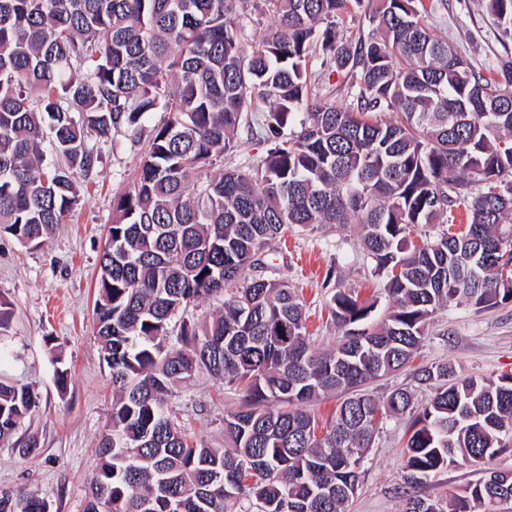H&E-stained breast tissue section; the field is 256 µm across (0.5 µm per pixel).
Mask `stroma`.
<instances>
[{
    "mask_svg": "<svg viewBox=\"0 0 512 512\" xmlns=\"http://www.w3.org/2000/svg\"><path fill=\"white\" fill-rule=\"evenodd\" d=\"M433 2L430 28L476 69L491 71L500 60H512V32H504L486 0ZM310 67L315 92L336 107L353 106L355 91L346 71L326 66L319 54L312 57ZM162 118L159 112L151 117L140 141L119 134L113 143L102 144V162L84 183L80 209L40 247H26L10 235H0V298L12 311L7 329L0 332V347L6 350L0 357V377L30 387L40 397L38 409L12 437L0 441V489L35 493L51 512H84L99 440L112 410L111 375L97 341L94 315L112 199L136 173L151 127ZM237 141L238 148L210 167V174L256 162L268 148L255 124L241 125ZM270 248L276 258L263 274L288 281L298 292L315 347L332 345L337 335L328 312L329 275L339 276L344 286L357 289L361 298L376 301L379 307L389 303L384 279L375 275L357 235L342 238L328 226H296ZM60 362L71 372L64 392L55 382ZM442 363L460 376L512 375V302L484 310L448 302L431 318L412 368L370 381L364 389L382 398L394 388H410L419 408L429 401L432 390L417 383L415 369ZM170 404L196 439L220 448L224 414L237 406L238 395L222 379L203 371L177 384ZM407 424L404 416L384 418L362 462L359 489L348 512H402ZM31 436L39 442L38 454L20 455L19 447ZM485 475L484 466L452 464L435 474L422 492L458 496Z\"/></svg>",
    "mask_w": 512,
    "mask_h": 512,
    "instance_id": "stroma-1",
    "label": "stroma"
}]
</instances>
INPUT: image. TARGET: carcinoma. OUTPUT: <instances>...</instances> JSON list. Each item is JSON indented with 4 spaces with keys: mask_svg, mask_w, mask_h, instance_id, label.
Returning a JSON list of instances; mask_svg holds the SVG:
<instances>
[{
    "mask_svg": "<svg viewBox=\"0 0 512 512\" xmlns=\"http://www.w3.org/2000/svg\"><path fill=\"white\" fill-rule=\"evenodd\" d=\"M350 1L266 0L273 25L246 47V0H0L1 233L41 246L101 163L88 137L135 140L167 114L112 201L94 314L115 397L84 512H250L245 501L348 512L376 426L407 412L411 394L346 397L322 428L306 405L405 368L449 301H512V250L499 249L512 232V60L485 77L430 31L423 0H375L376 32L351 47L332 22ZM488 6L512 27V0ZM318 49L353 77V108L313 92ZM256 98L272 101L256 118L266 155L209 175ZM299 109L306 120L288 134ZM462 209L469 224L453 233ZM313 224L359 236L391 303L379 314L337 284L327 350L312 345L287 282L245 278L272 241ZM435 224L445 228L413 242ZM481 259L494 272L479 279ZM203 299L224 309L173 323ZM201 371L240 396L222 448L188 435L169 406L173 384ZM415 379L433 396L408 425L403 512L512 502L511 472L450 501L416 491L451 464L512 448V376L438 364ZM36 407L31 388L0 378V441ZM45 505L0 490V512Z\"/></svg>",
    "mask_w": 512,
    "mask_h": 512,
    "instance_id": "1",
    "label": "carcinoma"
}]
</instances>
